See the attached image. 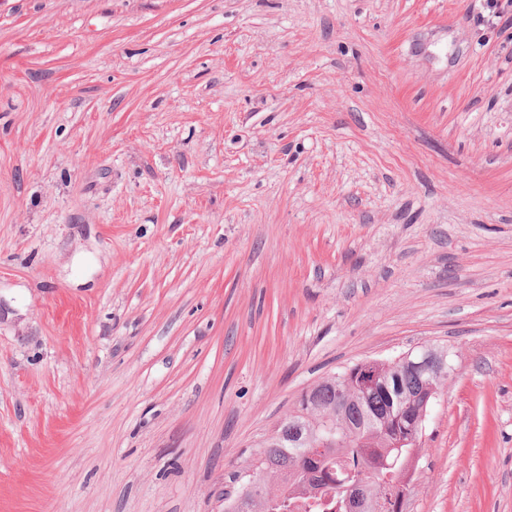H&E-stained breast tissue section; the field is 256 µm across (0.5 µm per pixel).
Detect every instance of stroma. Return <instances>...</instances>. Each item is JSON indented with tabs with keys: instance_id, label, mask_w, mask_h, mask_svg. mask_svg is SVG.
I'll return each instance as SVG.
<instances>
[{
	"instance_id": "35a3bbf8",
	"label": "stroma",
	"mask_w": 512,
	"mask_h": 512,
	"mask_svg": "<svg viewBox=\"0 0 512 512\" xmlns=\"http://www.w3.org/2000/svg\"><path fill=\"white\" fill-rule=\"evenodd\" d=\"M424 345L406 512H512V0H0V512H224Z\"/></svg>"
}]
</instances>
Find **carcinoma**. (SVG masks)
I'll use <instances>...</instances> for the list:
<instances>
[{
  "mask_svg": "<svg viewBox=\"0 0 512 512\" xmlns=\"http://www.w3.org/2000/svg\"><path fill=\"white\" fill-rule=\"evenodd\" d=\"M448 369L424 376L393 361L362 360L304 391L265 442L255 464L258 485L227 500L224 512H293L290 494L321 487L334 512L347 488L361 483L362 512H404L413 493L405 480L421 449L408 440L428 416Z\"/></svg>",
  "mask_w": 512,
  "mask_h": 512,
  "instance_id": "cac0c4a2",
  "label": "carcinoma"
}]
</instances>
